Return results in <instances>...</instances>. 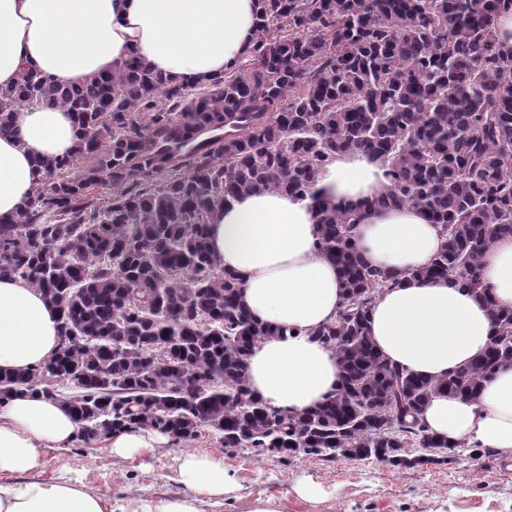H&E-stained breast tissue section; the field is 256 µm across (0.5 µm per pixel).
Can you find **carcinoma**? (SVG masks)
Returning <instances> with one entry per match:
<instances>
[{
    "label": "carcinoma",
    "instance_id": "1",
    "mask_svg": "<svg viewBox=\"0 0 512 512\" xmlns=\"http://www.w3.org/2000/svg\"><path fill=\"white\" fill-rule=\"evenodd\" d=\"M511 11L512 0H259L247 61L222 78L177 82L136 55L71 86L23 69L0 87V132L34 99L71 112L78 143L39 162L28 202L0 220V278L38 289L61 335L46 364L0 373V404L59 399L85 443L133 429L188 441L208 427L225 448L281 458L454 463L425 406L472 398L512 365V310L482 280L485 255L512 235V47L498 34ZM356 151L387 167L371 207L410 205L441 227V251L412 275L451 278L492 306V343L446 379L390 364L369 338L376 297L402 274L367 263L359 211L315 189L324 164ZM258 190L310 201L320 255L343 279L336 318L315 331L338 351L341 381L298 416L253 396L248 358L282 332L252 318L207 244L215 212ZM66 382L76 392L63 396Z\"/></svg>",
    "mask_w": 512,
    "mask_h": 512
}]
</instances>
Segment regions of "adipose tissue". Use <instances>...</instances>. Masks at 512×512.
Here are the masks:
<instances>
[{
  "instance_id": "1",
  "label": "adipose tissue",
  "mask_w": 512,
  "mask_h": 512,
  "mask_svg": "<svg viewBox=\"0 0 512 512\" xmlns=\"http://www.w3.org/2000/svg\"><path fill=\"white\" fill-rule=\"evenodd\" d=\"M255 22L256 0H0V86L14 83L27 65L56 84H77L134 53L184 83L220 77L252 47ZM75 142L70 112L38 104L18 111L13 127L0 132V218L26 204L38 162L69 154ZM388 184L385 167L355 152L326 164L316 188L323 198L362 210L353 235L364 258L403 274L372 308L377 349L416 376L441 379L490 345L492 318L458 284L413 278L444 238L415 207L371 208ZM209 244L238 276L251 315L281 330L248 359L253 395L290 415L333 396L338 355L312 333L335 318L343 288L336 266L318 252L309 203L276 191L244 194L217 213ZM482 274L496 303L512 308V236L494 243ZM59 346L52 305L25 281L1 279L0 372L40 366ZM422 419L431 435L512 457V366L486 380L476 399L433 396ZM80 430L58 400L26 393L0 405V512H114L109 499L80 484L39 478L43 449L68 447ZM179 479L186 498L139 500L127 512H199L202 503L222 505L233 482L223 459L189 451L180 457Z\"/></svg>"
}]
</instances>
